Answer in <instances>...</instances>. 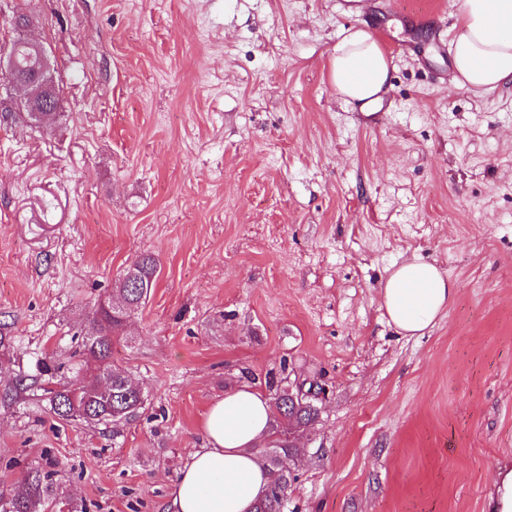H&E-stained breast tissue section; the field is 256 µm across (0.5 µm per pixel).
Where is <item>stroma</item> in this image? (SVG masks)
Wrapping results in <instances>:
<instances>
[{
	"label": "stroma",
	"instance_id": "stroma-1",
	"mask_svg": "<svg viewBox=\"0 0 512 512\" xmlns=\"http://www.w3.org/2000/svg\"><path fill=\"white\" fill-rule=\"evenodd\" d=\"M55 122L0 118V497L52 471L79 512H165L209 404L314 379L286 512H492L512 470V90L449 86L456 0H16ZM434 10L436 24L417 17ZM392 60L372 114L339 96L351 30ZM144 252L161 272L112 362L144 410L66 423L80 333ZM455 288L423 335L389 324L393 266Z\"/></svg>",
	"mask_w": 512,
	"mask_h": 512
}]
</instances>
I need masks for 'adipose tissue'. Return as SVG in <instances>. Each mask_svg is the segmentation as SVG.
<instances>
[{"mask_svg": "<svg viewBox=\"0 0 512 512\" xmlns=\"http://www.w3.org/2000/svg\"><path fill=\"white\" fill-rule=\"evenodd\" d=\"M450 83L479 95L512 88V0H460L449 41ZM391 58L368 31L348 32L336 48L331 80L350 102L367 107L387 92ZM450 279L431 263L408 261L381 288L390 322L420 336L451 303ZM270 402L243 385L209 406L201 425L204 447L192 449L166 512H251L269 476L252 452L269 430Z\"/></svg>", "mask_w": 512, "mask_h": 512, "instance_id": "ef3b65f1", "label": "adipose tissue"}]
</instances>
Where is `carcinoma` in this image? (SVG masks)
I'll return each mask as SVG.
<instances>
[{
  "mask_svg": "<svg viewBox=\"0 0 512 512\" xmlns=\"http://www.w3.org/2000/svg\"><path fill=\"white\" fill-rule=\"evenodd\" d=\"M17 49L19 69L13 77L3 78L9 84L12 79L28 76L29 61L26 49L19 41L11 43ZM160 275V264L151 253H143L126 267L112 287L110 297L120 303L140 306L149 298ZM125 320L121 313H108L97 305L89 324L82 334L81 360L76 375L83 376L78 405H73L72 389L43 388L48 395L51 411L62 420L80 419L97 425L118 427L131 421L145 407L146 393L131 384L127 373L112 365V346L120 340ZM274 415L271 424L269 449L257 457L271 476L269 490L254 506V512H284L288 487L294 480L290 470L283 465V458L297 452L291 437L299 429L314 422L319 414L316 400L305 397L288 387L275 393ZM4 512H75L64 491L52 479V473L40 469L27 471L19 488L6 502Z\"/></svg>",
  "mask_w": 512,
  "mask_h": 512,
  "instance_id": "1",
  "label": "carcinoma"
}]
</instances>
